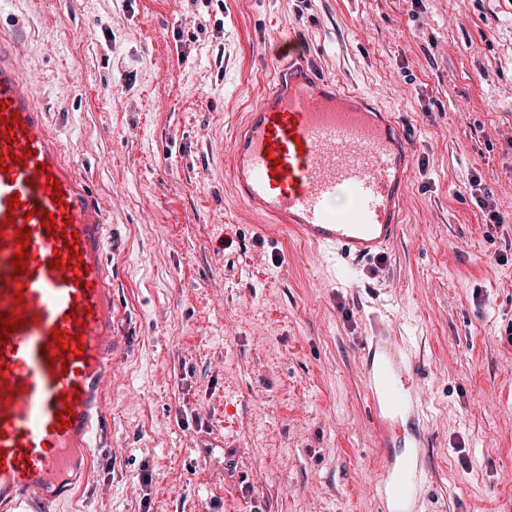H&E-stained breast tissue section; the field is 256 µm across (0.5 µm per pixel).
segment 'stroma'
I'll list each match as a JSON object with an SVG mask.
<instances>
[{
    "mask_svg": "<svg viewBox=\"0 0 512 512\" xmlns=\"http://www.w3.org/2000/svg\"><path fill=\"white\" fill-rule=\"evenodd\" d=\"M1 28L116 227L106 446L46 512H380L385 324L420 360L421 512H512V0H0ZM282 38L411 151L357 270L269 235L223 156Z\"/></svg>",
    "mask_w": 512,
    "mask_h": 512,
    "instance_id": "obj_1",
    "label": "stroma"
}]
</instances>
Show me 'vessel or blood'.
Returning <instances> with one entry per match:
<instances>
[{
    "mask_svg": "<svg viewBox=\"0 0 512 512\" xmlns=\"http://www.w3.org/2000/svg\"><path fill=\"white\" fill-rule=\"evenodd\" d=\"M21 52L14 36L0 31V102L18 118L10 139H0V156L25 153L23 163L0 171V314L15 309L25 318L0 345V512L75 491L78 468L91 463L100 441L112 377L109 231L23 76ZM229 162L252 211L346 266L381 257L398 233L411 165L404 137L389 113L318 79L305 64L278 71L239 125ZM14 195L20 205L12 209ZM48 213L63 223V236L47 234ZM24 227L31 241L19 274L13 258ZM17 291L22 300H14ZM57 333L70 344L62 366L51 350ZM361 365L371 435L402 449L379 481L382 512H416L422 437L400 424L421 408L412 362L389 328L365 345ZM67 408L74 417L64 426L56 415Z\"/></svg>",
    "mask_w": 512,
    "mask_h": 512,
    "instance_id": "obj_1",
    "label": "vessel or blood"
}]
</instances>
